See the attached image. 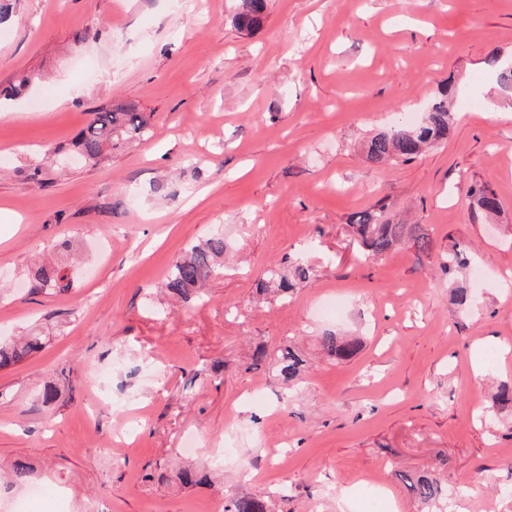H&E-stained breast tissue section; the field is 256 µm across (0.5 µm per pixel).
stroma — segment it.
I'll return each mask as SVG.
<instances>
[{"label":"stroma","instance_id":"obj_1","mask_svg":"<svg viewBox=\"0 0 512 512\" xmlns=\"http://www.w3.org/2000/svg\"><path fill=\"white\" fill-rule=\"evenodd\" d=\"M236 0H12L0 23V338L44 348L0 369V463L29 462L44 496L0 491V512H418L400 476L447 460L448 512H512V0H271L251 32ZM448 143L370 163L376 132L418 122L441 87ZM478 100L476 110L466 107ZM118 102L150 139L95 164L75 145ZM489 185L481 213L469 183ZM423 225L431 253L363 258L349 217ZM223 233L202 301L161 289L174 255ZM470 248L453 303L440 257ZM313 277L259 292L270 265ZM69 292H36L44 260ZM362 337L323 359L324 331ZM307 359L288 398L257 342ZM58 395L43 403L45 386ZM207 467V483L179 473ZM472 204L485 214L496 213L500 210L501 202L493 189L484 183L472 182L468 189ZM225 512H270L267 501L255 496H240L230 500Z\"/></svg>","mask_w":512,"mask_h":512}]
</instances>
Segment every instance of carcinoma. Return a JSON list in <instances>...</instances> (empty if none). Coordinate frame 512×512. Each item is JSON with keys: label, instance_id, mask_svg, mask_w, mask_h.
Listing matches in <instances>:
<instances>
[{"label": "carcinoma", "instance_id": "obj_1", "mask_svg": "<svg viewBox=\"0 0 512 512\" xmlns=\"http://www.w3.org/2000/svg\"><path fill=\"white\" fill-rule=\"evenodd\" d=\"M269 0H239L236 13L232 17L233 26L240 31L250 32L260 26L267 15ZM490 66L497 72V82L504 90L512 89V67L500 62L494 56ZM451 89L442 88L440 96L431 104L428 112L418 124H402L380 131L365 145L367 159L374 164L389 162H410L419 157L431 145L448 141L454 127V114L448 107ZM152 114L139 111L133 103L120 104L108 111L99 112L92 123L77 141L78 152L89 163L99 161L104 150L113 146L114 140L141 138L149 133ZM472 204L485 214L500 210L501 202L493 189L484 183L473 182L468 189ZM357 237V244L367 256H381L391 250L396 243L408 241L416 250L431 251V237L420 224H390L380 220L373 211H360L352 214L349 220ZM228 244L224 235L217 233L201 244L188 247L176 256L168 269L163 287L182 302L188 303L200 297L202 287L214 276ZM469 264L467 247L459 243L441 257V267L453 280L457 273ZM313 268L297 260L286 269L271 267L266 278L259 281V291L274 288L280 297L291 295L296 286L308 281ZM32 290L51 289L67 292L72 281L64 267L39 268L33 276ZM322 352L334 361H347L355 357L362 347L359 337L339 336L333 331H325L319 339ZM43 348L42 337L24 336L18 341H0V368H6L39 352ZM274 361L276 379L283 391L293 388L305 367L301 353L290 347L271 350L260 342L254 351V364L266 360ZM448 462H440V470L402 476L408 493L419 503L435 507L448 499V486L441 479L440 471L447 468ZM33 475L29 464L18 461L12 465L11 483L24 485ZM225 512H270L267 501L255 496H240L230 500Z\"/></svg>", "mask_w": 512, "mask_h": 512}]
</instances>
